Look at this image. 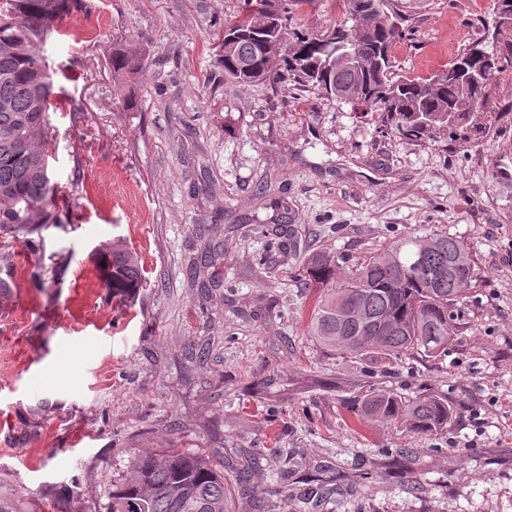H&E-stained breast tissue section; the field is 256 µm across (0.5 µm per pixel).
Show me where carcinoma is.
Returning a JSON list of instances; mask_svg holds the SVG:
<instances>
[{"label": "carcinoma", "mask_w": 512, "mask_h": 512, "mask_svg": "<svg viewBox=\"0 0 512 512\" xmlns=\"http://www.w3.org/2000/svg\"><path fill=\"white\" fill-rule=\"evenodd\" d=\"M305 0H243L238 13L224 19V30L250 38L227 48L220 60L224 82L252 85L267 80L293 82L325 94L328 87L350 84L368 99L379 89L392 93L383 106L371 101L365 109L401 139L418 142L434 132L453 137L475 123L490 97L491 84L462 94L438 80L439 70L423 79L393 71L394 46L411 30L399 0H373L368 53L378 52L383 68L355 72L317 66L323 57L320 36L289 28ZM76 6L74 0H0V248L8 250L24 235L39 233L59 221L56 189L48 168L46 129L54 95L41 47L54 22ZM264 12L279 21L270 30L252 29L254 15ZM300 44L308 64L295 66L287 49L279 52L274 70L266 66L272 46ZM493 51L512 67V28L500 34ZM251 61L238 68L240 58ZM115 81L131 85L140 79V59L119 47L110 58ZM104 279L113 295L131 298L142 287L141 259L121 245L98 252ZM221 254L209 246L191 268H220ZM471 251L446 233L409 235L381 247L352 265L320 253L302 265L315 291L309 336L342 358L390 360L408 353L437 358L448 353L457 328L458 307L474 276ZM357 415L375 424H400L416 432L441 431L455 416L448 397L432 393L405 397L368 388L356 400ZM264 455L258 448H240L226 460L201 449L157 448L130 459L121 478L104 490V512H235L237 495L258 507L268 491L252 483ZM0 512H35L32 503L0 492Z\"/></svg>", "instance_id": "carcinoma-1"}]
</instances>
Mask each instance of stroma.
<instances>
[{"mask_svg": "<svg viewBox=\"0 0 512 512\" xmlns=\"http://www.w3.org/2000/svg\"><path fill=\"white\" fill-rule=\"evenodd\" d=\"M241 0H81L43 47L47 133L65 220L14 244L0 296V479L43 512H103V490L153 448L265 454L272 512H512V69L482 129L409 143L352 104L293 84L235 87L215 34ZM412 35L398 73L443 69L495 19L493 0H402ZM343 0H307L321 34ZM140 52L119 93L114 44ZM294 217L299 259L265 235L260 183ZM445 232L477 259L448 353L351 362L307 333L302 259L347 260L411 233ZM137 251L143 286L114 296L95 251ZM223 286L188 283L204 246ZM44 317H36V310ZM206 345V368L189 358ZM447 396V430L361 425L364 386Z\"/></svg>", "mask_w": 512, "mask_h": 512, "instance_id": "1", "label": "stroma"}]
</instances>
